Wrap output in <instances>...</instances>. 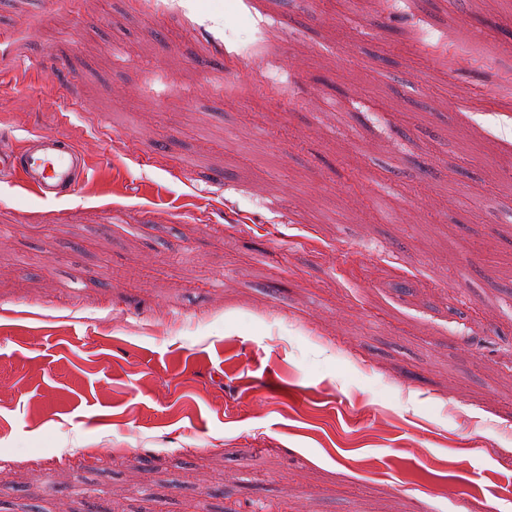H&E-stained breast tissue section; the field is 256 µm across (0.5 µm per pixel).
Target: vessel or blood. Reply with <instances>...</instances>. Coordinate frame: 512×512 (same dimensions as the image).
<instances>
[{
    "mask_svg": "<svg viewBox=\"0 0 512 512\" xmlns=\"http://www.w3.org/2000/svg\"><path fill=\"white\" fill-rule=\"evenodd\" d=\"M88 163L71 143L48 134L28 138L24 148L0 146V174L20 176L44 199L74 191L84 180Z\"/></svg>",
    "mask_w": 512,
    "mask_h": 512,
    "instance_id": "vessel-or-blood-1",
    "label": "vessel or blood"
}]
</instances>
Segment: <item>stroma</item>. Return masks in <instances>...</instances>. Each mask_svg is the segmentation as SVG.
<instances>
[{
  "label": "stroma",
  "instance_id": "obj_1",
  "mask_svg": "<svg viewBox=\"0 0 512 512\" xmlns=\"http://www.w3.org/2000/svg\"><path fill=\"white\" fill-rule=\"evenodd\" d=\"M440 6L0 0V143L89 156L0 180V512H512V0ZM23 150L0 146V174L21 175L43 199H56L74 191L85 179L88 163L83 152L71 143L48 134H36L25 141Z\"/></svg>",
  "mask_w": 512,
  "mask_h": 512
}]
</instances>
